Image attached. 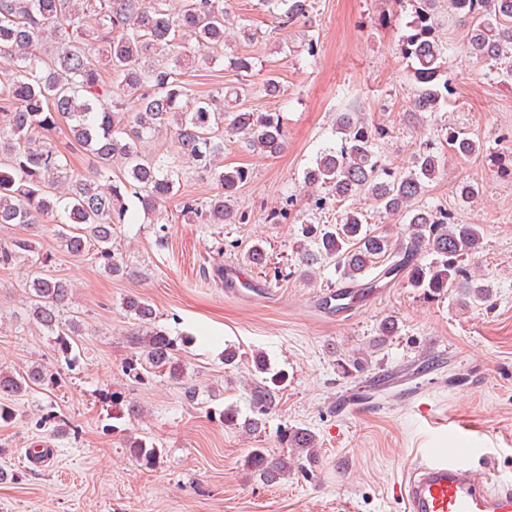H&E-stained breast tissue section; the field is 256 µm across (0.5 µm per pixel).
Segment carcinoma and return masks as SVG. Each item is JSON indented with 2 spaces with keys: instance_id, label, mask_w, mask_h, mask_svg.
<instances>
[{
  "instance_id": "1",
  "label": "carcinoma",
  "mask_w": 512,
  "mask_h": 512,
  "mask_svg": "<svg viewBox=\"0 0 512 512\" xmlns=\"http://www.w3.org/2000/svg\"><path fill=\"white\" fill-rule=\"evenodd\" d=\"M452 15L466 27L468 47L485 60L512 58V0H448ZM409 33L401 54L415 82L414 107L433 112L453 90L446 78L443 45L436 35V0H415ZM279 24L288 26L308 9V0H281ZM233 23L224 0H182L175 11L170 0H0V225L21 224L38 232L46 224L60 248L87 255L111 275L125 273L112 242L113 226L129 220L126 199H138L156 223L167 220L175 205L194 224H241L234 198L249 171L223 165L224 134L243 135L248 149L271 157L285 143L279 117L259 112L224 111V91L201 94L191 108L182 106V50L192 45L205 65L224 58V33ZM67 126L70 138L94 160L93 170L76 175L55 145L53 132ZM341 145L320 152L306 171L312 185L329 188L341 200L365 197L406 224L397 236L364 227V214L345 211L338 224H304L301 234L314 248L302 254L304 275L315 266L334 265L353 286L373 289L385 279L407 272L411 285L433 294L456 290L464 299L490 300L492 291L462 265L481 244L474 224H455L442 208L419 204L426 184L440 171V157L424 151L410 170L393 172L374 151L373 129L356 112L336 119ZM173 133L182 160L148 155L143 143L163 132ZM448 144L460 156L480 153L467 133L448 132ZM121 175L112 176V164ZM210 178L215 193L205 199L179 194L187 171ZM435 255L423 264L422 253ZM39 254L31 237L0 240V265L9 266ZM28 317L55 337L66 363L72 356L82 323L65 314L71 301L67 284L36 275L27 284ZM137 321L129 342L139 356L126 372L168 369L170 378H184L175 361L176 340L156 324L155 312L142 297L123 300ZM260 380L251 388L253 417L248 432L261 428L288 380L273 372L265 355L253 356ZM56 373L37 365L23 372L0 371V397H21L31 386L55 384ZM291 454L272 457L252 451L248 466L259 477L276 482L303 468L316 456L318 440L311 431L289 432ZM128 448L150 464L159 451L139 438Z\"/></svg>"
}]
</instances>
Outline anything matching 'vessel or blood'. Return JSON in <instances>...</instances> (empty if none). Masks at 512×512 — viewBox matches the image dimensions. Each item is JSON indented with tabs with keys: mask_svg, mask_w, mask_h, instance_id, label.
Returning <instances> with one entry per match:
<instances>
[{
	"mask_svg": "<svg viewBox=\"0 0 512 512\" xmlns=\"http://www.w3.org/2000/svg\"><path fill=\"white\" fill-rule=\"evenodd\" d=\"M469 454L466 448L425 453L394 486L406 512H512V488L490 489Z\"/></svg>",
	"mask_w": 512,
	"mask_h": 512,
	"instance_id": "b4317fda",
	"label": "vessel or blood"
}]
</instances>
